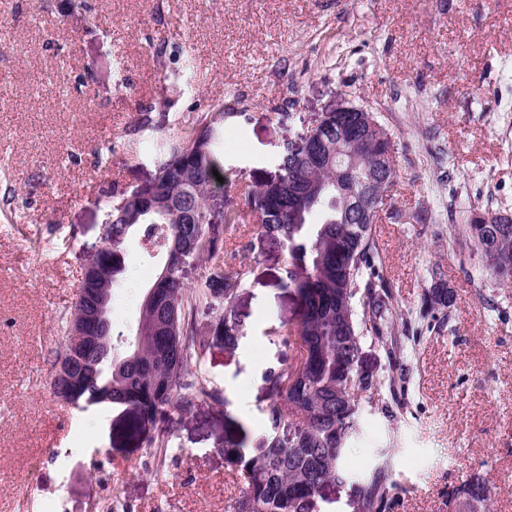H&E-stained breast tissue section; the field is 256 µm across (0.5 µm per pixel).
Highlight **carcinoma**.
<instances>
[{"label":"carcinoma","instance_id":"cac0c4a2","mask_svg":"<svg viewBox=\"0 0 512 512\" xmlns=\"http://www.w3.org/2000/svg\"><path fill=\"white\" fill-rule=\"evenodd\" d=\"M224 121V105L202 112L184 125L178 135L162 138L155 146L157 202L143 205L131 192L112 183L105 201L109 223L103 247L89 259L99 287L112 307V288L125 272L124 244L137 232L144 239L165 228L161 252L168 276L149 284L156 301L141 303L134 343L116 359L93 349L88 362L102 370L99 377L74 390L64 403L121 405L141 422L166 415L175 399L207 396L203 384L188 370L191 357L204 348L193 330L190 315L199 305L216 311L215 330L225 343L236 342L235 299L245 273L210 276L190 295L181 279L183 268L200 259L224 256V235L217 231L242 220L240 214L213 213L224 184L216 121ZM340 149L360 154L352 172L336 177V166L313 169L306 160L307 147L288 145L280 159L282 174L306 177L321 191L297 200L293 211L274 199L271 190H250L247 204L263 213V235L288 248L292 270L288 287L297 299L299 315L283 335L294 338L298 357L308 356L296 378L293 365L271 368L264 375L269 404L263 411L267 426L259 449L236 448L231 463L244 478V488L232 512H319L320 489L328 482L344 486L363 500L367 512H397L404 488L395 479L391 458L381 453L378 462L358 474L344 463V452L360 425L362 402L386 386L391 401L385 412L405 405L402 389L406 344L416 341L395 304L393 294L376 265L372 226L377 214L368 210L355 219L351 203L365 188L385 183L391 191L398 178L395 162L377 172L379 147L363 140L358 126L341 121ZM196 213L187 223L186 212ZM449 237L464 242L479 256L486 275L502 285L512 283V223L493 218L448 227ZM453 306V295L442 283L427 291L417 319L437 320L436 312ZM377 348L386 357L379 370H359L367 351ZM496 487L481 475H472L448 492L451 512H489Z\"/></svg>","mask_w":512,"mask_h":512}]
</instances>
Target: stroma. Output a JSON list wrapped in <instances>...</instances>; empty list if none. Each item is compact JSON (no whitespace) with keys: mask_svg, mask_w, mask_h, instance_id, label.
<instances>
[{"mask_svg":"<svg viewBox=\"0 0 512 512\" xmlns=\"http://www.w3.org/2000/svg\"><path fill=\"white\" fill-rule=\"evenodd\" d=\"M0 0V512H231L244 482L225 446L256 448L264 372L287 365L298 307L287 249L254 220L228 229L235 257L200 260L185 283L246 270L235 344L197 308L205 348L189 371L207 397L175 402L146 447L123 406L75 409L46 383L64 341L61 320L101 245L116 182L155 173L128 128L150 108L154 133L223 105L218 133L225 212L247 211L248 185L274 177L287 141L346 99L392 136L398 183L374 241L383 273L413 318L433 272L454 295L448 328L426 331L404 362L407 406L364 409L349 466L392 449L408 493L401 512H448L446 494L481 474L512 512V285L481 276L479 258L432 225L471 211L512 214V0ZM195 49L191 79L174 80L150 49ZM111 316L131 330L159 259L139 236Z\"/></svg>","mask_w":512,"mask_h":512,"instance_id":"1","label":"stroma"}]
</instances>
